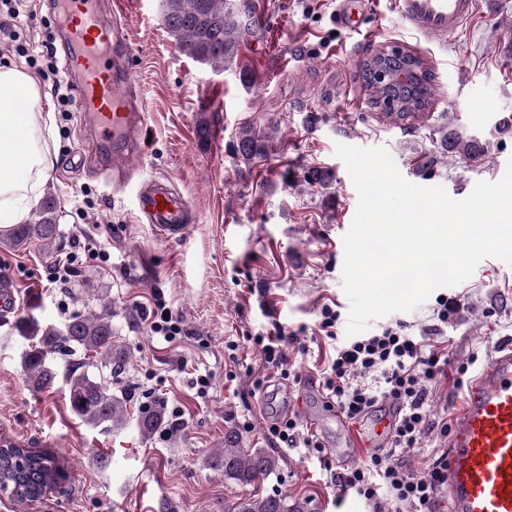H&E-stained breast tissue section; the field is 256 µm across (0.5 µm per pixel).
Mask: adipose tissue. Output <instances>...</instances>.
I'll use <instances>...</instances> for the list:
<instances>
[{"mask_svg":"<svg viewBox=\"0 0 512 512\" xmlns=\"http://www.w3.org/2000/svg\"><path fill=\"white\" fill-rule=\"evenodd\" d=\"M52 127L37 77L17 63L0 66V229L27 220L53 171Z\"/></svg>","mask_w":512,"mask_h":512,"instance_id":"ef3b65f1","label":"adipose tissue"}]
</instances>
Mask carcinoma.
Instances as JSON below:
<instances>
[{
	"instance_id": "cac0c4a2",
	"label": "carcinoma",
	"mask_w": 512,
	"mask_h": 512,
	"mask_svg": "<svg viewBox=\"0 0 512 512\" xmlns=\"http://www.w3.org/2000/svg\"><path fill=\"white\" fill-rule=\"evenodd\" d=\"M249 5L246 0H162V22L180 50L190 58L214 69H226L236 60L249 33L244 23ZM264 133L251 124L239 127L232 150L245 165L263 151ZM444 151L462 159L476 161L485 156L486 143L458 133H442ZM61 230L52 217L34 224H15L0 240L9 248L20 249L31 243L50 249L59 242ZM21 337L29 342L22 357L27 380L36 390L50 387L56 373L47 364L48 356L67 345L71 349L102 355L101 366L119 368L124 362L120 345L112 337L108 304L69 319L63 328L43 327L37 321L18 325ZM71 411L91 426L120 428L127 417V400L112 393L109 385L87 372H72L68 379ZM165 425L161 413H143L140 431L150 436ZM211 465L224 478L251 483L270 475L277 459L262 448H240L229 440L212 454ZM62 470L53 453L46 449L20 445L0 446V490L8 489L20 503L36 502L46 492L59 487ZM224 512H309L307 501L288 502L281 495H255L241 499Z\"/></svg>"
}]
</instances>
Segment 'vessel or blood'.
<instances>
[{
  "label": "vessel or blood",
  "instance_id": "obj_1",
  "mask_svg": "<svg viewBox=\"0 0 512 512\" xmlns=\"http://www.w3.org/2000/svg\"><path fill=\"white\" fill-rule=\"evenodd\" d=\"M398 18L424 34L453 37L474 15L476 0H393ZM58 22L64 71L75 88L93 147L78 151L79 167L118 166L146 147L147 114L131 99L128 63L134 48L118 23L121 0H49ZM369 0H339L337 19L356 27ZM140 215L166 236L183 234L185 202L165 180L151 178L135 193ZM397 417L394 404L382 414L337 436L356 448H383ZM445 512H512V342L496 346L471 380L448 434Z\"/></svg>",
  "mask_w": 512,
  "mask_h": 512
}]
</instances>
